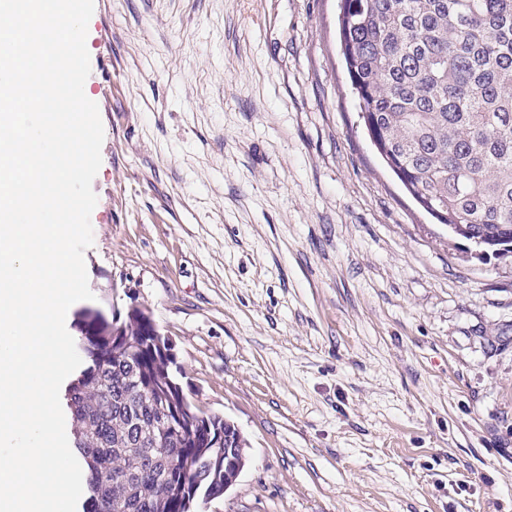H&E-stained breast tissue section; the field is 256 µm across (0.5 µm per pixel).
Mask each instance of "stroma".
I'll list each match as a JSON object with an SVG mask.
<instances>
[{
  "label": "stroma",
  "instance_id": "35a3bbf8",
  "mask_svg": "<svg viewBox=\"0 0 512 512\" xmlns=\"http://www.w3.org/2000/svg\"><path fill=\"white\" fill-rule=\"evenodd\" d=\"M340 0H95L93 299L148 311L247 461L196 512H512V256L358 124Z\"/></svg>",
  "mask_w": 512,
  "mask_h": 512
}]
</instances>
